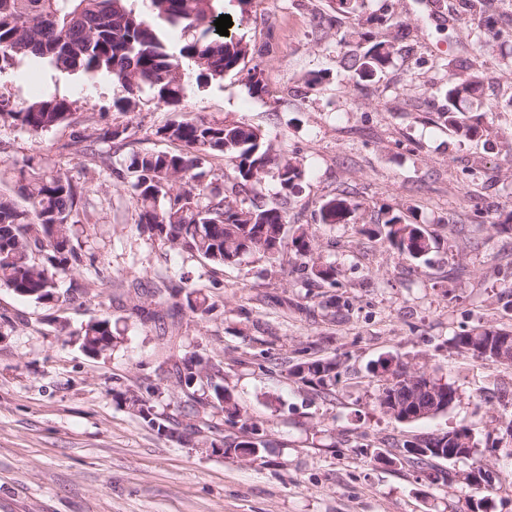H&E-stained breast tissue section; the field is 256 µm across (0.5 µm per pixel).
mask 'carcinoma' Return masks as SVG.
Here are the masks:
<instances>
[{
    "label": "carcinoma",
    "instance_id": "cac0c4a2",
    "mask_svg": "<svg viewBox=\"0 0 512 512\" xmlns=\"http://www.w3.org/2000/svg\"><path fill=\"white\" fill-rule=\"evenodd\" d=\"M492 2L464 0V13L477 23L468 34L470 63L458 68L450 61L436 63L447 74L441 88L445 105L438 119L462 141L483 136L497 112L512 110V95L501 101L483 96V59L501 36L499 31L490 32ZM222 14L224 0H0V72L28 60L68 75L105 74L124 92L116 102L120 111H134L139 93L147 89L158 102L179 112L190 79L199 85L219 82L248 57L262 54L241 36L218 34L214 21ZM375 21L371 15L359 16L356 49L341 60L342 69L353 78L380 81L399 53V34L378 38ZM170 27L181 28L180 43H169ZM248 83L251 94L267 93L259 65L249 69ZM0 119H10L35 134L77 123L72 103L57 97L18 107L0 95ZM155 135L180 149L134 152L122 159L110 154L100 157L116 180L132 188L142 232L222 266L250 254L275 264L289 249L310 270L313 282L336 284V268L314 258V237L308 229L300 225L288 234V195L304 175L297 158L275 153L258 129L238 122L180 118ZM100 138L121 147L130 138L129 126L104 129ZM212 156L224 157L230 170L220 187L205 169ZM13 173L27 206L0 193V287L37 304H55L59 302L56 277L77 269L86 258L73 238V226L81 222L83 213L82 189L32 157L14 164ZM268 175L280 186L277 199L253 200L248 206L238 201ZM318 215L322 224H358L360 205L339 193L322 202ZM358 232L374 231L362 227ZM374 233L410 260L425 262L435 248L422 225L390 207L382 210L381 228ZM180 307L199 320L213 310L200 289L185 293ZM58 331L76 338L89 356L109 351L122 340V331L110 316L77 330L61 323ZM451 345L489 365H512V330L478 326L454 336ZM173 373L184 397L185 423L156 410L155 397L161 394L157 386L127 390L117 397L124 404L139 403L135 415L159 436L178 442L211 428L208 409H219L237 432L211 439L210 446L223 448L224 458L236 456L240 448H257V457H263L269 446L267 428L254 421L224 386V362L194 353L174 363ZM288 374L324 397L332 395L339 376L336 362L321 359L297 362ZM429 381L438 383L425 372L400 364L380 385L376 406L401 424L434 418L452 406L457 392L446 383L435 401L423 391ZM399 456L422 472L434 469L438 460L467 462L466 469L448 475V480L461 486L469 512H481L479 495L496 490V484L485 479L488 466L467 425L407 439L400 444Z\"/></svg>",
    "mask_w": 512,
    "mask_h": 512
}]
</instances>
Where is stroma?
I'll return each mask as SVG.
<instances>
[{"label": "stroma", "mask_w": 512, "mask_h": 512, "mask_svg": "<svg viewBox=\"0 0 512 512\" xmlns=\"http://www.w3.org/2000/svg\"><path fill=\"white\" fill-rule=\"evenodd\" d=\"M457 0H365L362 12L410 28L396 65L377 83H355L339 64L358 15L335 0H252L231 33L261 47L268 92L251 95L246 71L206 86L189 82V116L258 128L276 151L297 155L305 176L288 202V225L308 226L315 255L335 266V285H310L294 254L269 264L248 255L218 266L152 240L137 227L129 187L64 150L73 134L130 123L126 152L169 151L158 128L176 114L143 92L134 111L104 75L87 78L21 62L0 72V93L16 103L38 96L72 102L77 124L42 134L0 120V191L26 157L86 190L79 240L89 265L63 275L60 299L41 305L0 288V512H467L459 486L428 480L405 462L385 464L397 441L469 425L489 468L512 475V368L488 366L450 345L481 325L512 329V235L496 212L512 210L505 137L512 112L490 135L460 141L437 119L444 103L436 61L464 62L470 22ZM361 12V13H362ZM313 71L327 79L308 88ZM489 98L512 96V41L485 63ZM345 192L362 222L380 210L410 211L437 247L428 261L406 259L350 224L323 225L321 202ZM178 284L208 295L214 309L192 321L169 305L154 320L129 316L136 300ZM123 340L90 357L58 335L105 315ZM199 353L224 363V384L271 440L265 457L229 460L202 440L160 438L115 393L157 385L158 412L178 415L182 394L172 365ZM333 359V397L289 377L287 363ZM406 363L451 384L457 399L433 419L400 424L375 405L381 361Z\"/></svg>", "instance_id": "35a3bbf8"}]
</instances>
